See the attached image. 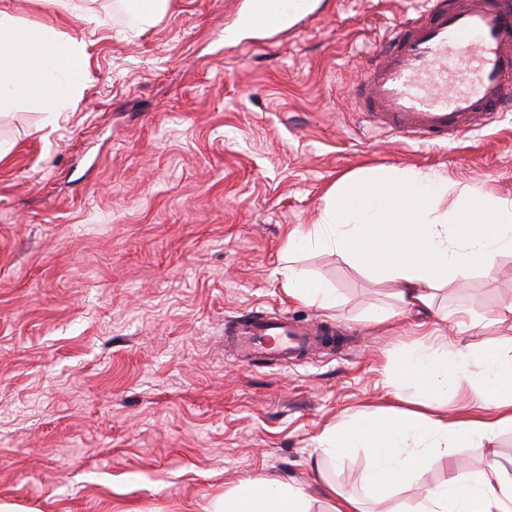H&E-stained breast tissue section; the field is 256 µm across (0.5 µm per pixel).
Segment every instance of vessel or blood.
<instances>
[{
    "label": "vessel or blood",
    "instance_id": "1",
    "mask_svg": "<svg viewBox=\"0 0 512 512\" xmlns=\"http://www.w3.org/2000/svg\"><path fill=\"white\" fill-rule=\"evenodd\" d=\"M313 18L308 0H248L237 26L296 32ZM354 105L373 127L409 140H456L489 125L512 108V0H428L425 14L393 27ZM318 346L313 327L262 315L238 327L230 354L294 363Z\"/></svg>",
    "mask_w": 512,
    "mask_h": 512
}]
</instances>
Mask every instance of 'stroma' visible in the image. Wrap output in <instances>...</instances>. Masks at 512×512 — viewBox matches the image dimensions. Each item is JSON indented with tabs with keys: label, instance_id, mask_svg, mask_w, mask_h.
<instances>
[{
	"label": "stroma",
	"instance_id": "obj_1",
	"mask_svg": "<svg viewBox=\"0 0 512 512\" xmlns=\"http://www.w3.org/2000/svg\"><path fill=\"white\" fill-rule=\"evenodd\" d=\"M292 37L239 50L224 32L241 0H169L133 30L115 0H0L29 26L86 44L83 84L62 111L0 115V505L22 512H203L244 481L295 483L316 468L364 512H413L441 466L377 501L364 452L334 463L326 429L361 411L414 410L393 393L417 340L393 283L336 253L286 259L329 189L362 168H433L460 189L512 199V111L450 141L383 137L351 94L393 26L424 0H312ZM338 296L292 298L285 265ZM438 341L495 345L512 329V255L436 293ZM394 310L370 322L377 307ZM254 312L330 328L324 354L239 364L224 349Z\"/></svg>",
	"mask_w": 512,
	"mask_h": 512
}]
</instances>
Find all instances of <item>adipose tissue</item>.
<instances>
[{
	"mask_svg": "<svg viewBox=\"0 0 512 512\" xmlns=\"http://www.w3.org/2000/svg\"><path fill=\"white\" fill-rule=\"evenodd\" d=\"M86 58L83 41L50 26L25 25L0 9V110L31 103L60 111L80 89ZM290 241L334 251L373 278L395 283L404 309L426 317L435 290L449 279L493 271L499 257L512 255V199L456 190L446 173L433 169H365L339 179L319 220ZM464 380L489 396L492 414L428 415V408L447 404ZM392 385L414 388L422 412L353 415L322 435L323 453L336 460L364 450L363 483L378 500L444 463L447 480L426 490L417 512H512V462L493 454L481 470L462 478L450 454L458 445H480L512 430V339L451 348L421 338L395 361ZM314 503L310 493L290 484L245 481L215 497L204 512H314Z\"/></svg>",
	"mask_w": 512,
	"mask_h": 512,
	"instance_id": "obj_1",
	"label": "adipose tissue"
}]
</instances>
